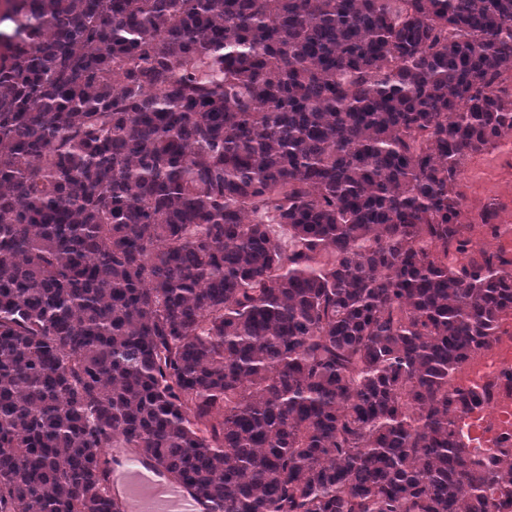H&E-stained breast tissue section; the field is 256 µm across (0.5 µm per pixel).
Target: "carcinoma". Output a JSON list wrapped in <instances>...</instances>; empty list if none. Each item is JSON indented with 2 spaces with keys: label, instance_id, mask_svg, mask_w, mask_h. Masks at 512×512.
I'll use <instances>...</instances> for the list:
<instances>
[{
  "label": "carcinoma",
  "instance_id": "cac0c4a2",
  "mask_svg": "<svg viewBox=\"0 0 512 512\" xmlns=\"http://www.w3.org/2000/svg\"><path fill=\"white\" fill-rule=\"evenodd\" d=\"M0 512H512L454 379L512 336V0H8ZM472 167L473 163L470 166L468 165L461 174L459 179V190L462 193L465 204L476 212L484 206V197L482 190L469 180ZM112 459L119 466L112 473L123 493L114 499L127 512H211L184 484L175 482L148 463L137 450L113 448Z\"/></svg>",
  "mask_w": 512,
  "mask_h": 512
}]
</instances>
